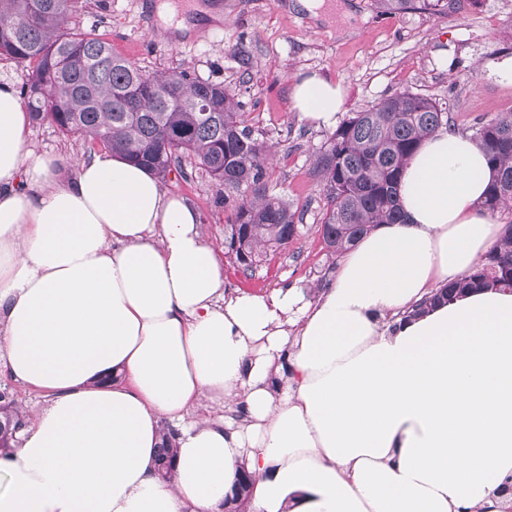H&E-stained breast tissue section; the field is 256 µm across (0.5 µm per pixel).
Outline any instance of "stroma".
I'll return each instance as SVG.
<instances>
[{
	"instance_id": "35a3bbf8",
	"label": "stroma",
	"mask_w": 512,
	"mask_h": 512,
	"mask_svg": "<svg viewBox=\"0 0 512 512\" xmlns=\"http://www.w3.org/2000/svg\"><path fill=\"white\" fill-rule=\"evenodd\" d=\"M162 2L83 0L70 23L95 31L146 71L186 68L238 92L249 126L270 149V184L303 215L300 235L254 274H244L223 253V186L199 169L186 179L170 173L163 183L199 210L229 291H312L336 276L338 259L320 231L326 200L312 174V160L331 131L299 121L287 90L293 75L317 72L339 82L344 118L404 89L446 104L461 134L512 112V85L491 72L512 55V0H461L444 14L396 15L379 12L373 0H328L315 15L296 9L294 0H222L217 18L206 13L212 0H171L176 15L170 23ZM239 44L244 54L234 53ZM28 142L35 152L58 156L71 175L91 154L89 144L47 122L29 125Z\"/></svg>"
}]
</instances>
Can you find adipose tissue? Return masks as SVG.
Here are the masks:
<instances>
[{
	"label": "adipose tissue",
	"mask_w": 512,
	"mask_h": 512,
	"mask_svg": "<svg viewBox=\"0 0 512 512\" xmlns=\"http://www.w3.org/2000/svg\"><path fill=\"white\" fill-rule=\"evenodd\" d=\"M289 95L335 126L340 84L299 73ZM28 124L1 78L0 357L47 400L0 456V512H224L243 471L250 512H512V293L410 314L499 241L469 137L423 140L404 222L345 251L332 285L250 294L151 171L102 152L64 176ZM176 433L172 429H166L162 434L161 445L157 453L158 475L163 481L171 480L172 467L176 451Z\"/></svg>",
	"instance_id": "ef3b65f1"
}]
</instances>
